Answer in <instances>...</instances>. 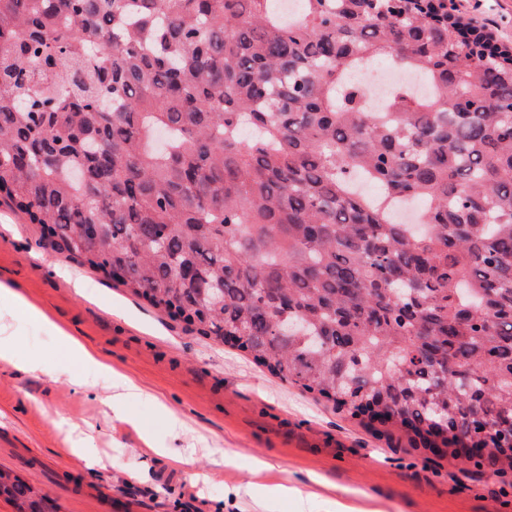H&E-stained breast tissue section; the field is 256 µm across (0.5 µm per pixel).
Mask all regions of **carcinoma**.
Returning a JSON list of instances; mask_svg holds the SVG:
<instances>
[{"label":"carcinoma","instance_id":"carcinoma-1","mask_svg":"<svg viewBox=\"0 0 512 512\" xmlns=\"http://www.w3.org/2000/svg\"><path fill=\"white\" fill-rule=\"evenodd\" d=\"M272 2L0 0V198L376 434L469 440L512 486V49L448 0ZM381 56L428 95L372 109L353 75ZM0 494L40 512L17 477Z\"/></svg>","mask_w":512,"mask_h":512}]
</instances>
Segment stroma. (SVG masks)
Segmentation results:
<instances>
[{"label": "stroma", "mask_w": 512, "mask_h": 512, "mask_svg": "<svg viewBox=\"0 0 512 512\" xmlns=\"http://www.w3.org/2000/svg\"><path fill=\"white\" fill-rule=\"evenodd\" d=\"M512 46V0H457ZM40 225L0 207V278L45 311L33 320L0 302V324L46 374L0 364V471L43 489L55 512H512V487L466 477L459 461L404 448L359 419L271 375L240 348L201 336L127 288L41 245ZM78 336L139 384L102 401L107 383L59 379V330ZM185 423L173 432L165 410ZM70 422L61 429L57 415ZM90 441L88 454L75 451ZM176 448L173 466L153 448ZM117 460L90 476L87 455ZM222 466H214L217 456Z\"/></svg>", "instance_id": "1"}]
</instances>
